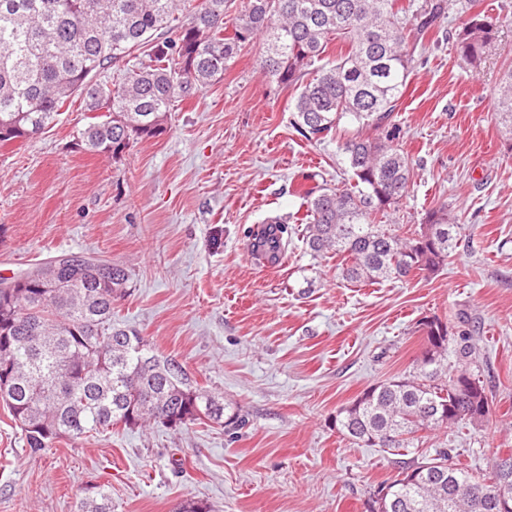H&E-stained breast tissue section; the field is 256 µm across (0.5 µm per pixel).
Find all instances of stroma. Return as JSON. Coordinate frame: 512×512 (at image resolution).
I'll return each instance as SVG.
<instances>
[{"label": "stroma", "mask_w": 512, "mask_h": 512, "mask_svg": "<svg viewBox=\"0 0 512 512\" xmlns=\"http://www.w3.org/2000/svg\"><path fill=\"white\" fill-rule=\"evenodd\" d=\"M502 20L480 69L457 53L469 14L417 47L394 113L416 161L389 223L420 224L444 203L459 245L436 273L356 286L335 255L315 256L293 216L311 182L346 174L338 138L309 141L292 127L296 88L277 84L245 49L221 81L177 100L162 134L111 157L84 152L92 120L81 99L32 142L0 145V278L64 253L130 273L113 318L178 361L223 398L242 425L120 426L62 439L34 454L0 406V512H77L92 486L112 512H368L401 456L358 446L336 413L364 390L407 375L426 346L427 316L470 334L492 413L423 431L419 450L447 449L459 467L488 470L512 453V144L492 111L512 64V0H479ZM281 217L288 251L269 263L251 232Z\"/></svg>", "instance_id": "stroma-1"}]
</instances>
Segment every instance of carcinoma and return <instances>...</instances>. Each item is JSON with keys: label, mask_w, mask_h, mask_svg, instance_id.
I'll return each instance as SVG.
<instances>
[{"label": "carcinoma", "mask_w": 512, "mask_h": 512, "mask_svg": "<svg viewBox=\"0 0 512 512\" xmlns=\"http://www.w3.org/2000/svg\"><path fill=\"white\" fill-rule=\"evenodd\" d=\"M471 10L456 50L473 69L497 38L498 21ZM227 0H0V144L45 130L79 95L85 110L104 120L80 134L87 152L114 156L130 140L164 131L171 105L224 78V71L256 40L263 74L299 89L291 125L321 141L343 118L359 133L338 145L351 182L314 186L302 193L304 240L314 255L341 258L350 283L406 281L436 272L458 243V224L445 204L430 208L423 224L432 241L382 219L396 211L414 177L412 158L393 123L411 73L410 42H419L446 18L449 0H424L413 23L397 0H243L233 18ZM144 58L124 79L103 84L105 68L134 48ZM512 137V65L503 71L492 102ZM255 243L280 258L279 221ZM112 285L76 276L53 258L52 282L31 279L19 288L0 282V395L35 453L63 439L121 425L143 428L159 414H179L173 428L209 420L224 424V403L190 383L176 361L154 353L137 331L112 321V306L126 293L129 274L108 260ZM476 348L470 336L427 338L409 374L375 385L336 414L338 432L356 444L399 453L416 434L443 425L478 423L490 412L483 380L467 368ZM464 380L468 387H458ZM512 489V454L496 456L490 471L473 475L446 450L402 468L374 494L381 512H497L468 490ZM78 512H112L111 494L94 487Z\"/></svg>", "instance_id": "cac0c4a2"}]
</instances>
